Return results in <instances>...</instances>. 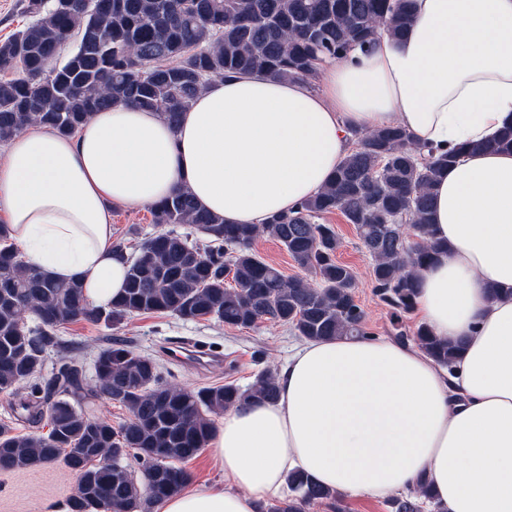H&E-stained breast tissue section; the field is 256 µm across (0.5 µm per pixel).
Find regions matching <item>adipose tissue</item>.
Masks as SVG:
<instances>
[{
    "label": "adipose tissue",
    "instance_id": "obj_1",
    "mask_svg": "<svg viewBox=\"0 0 512 512\" xmlns=\"http://www.w3.org/2000/svg\"><path fill=\"white\" fill-rule=\"evenodd\" d=\"M412 14L403 36L323 64L319 89L216 78L178 125L117 104L73 138L30 126L0 157V220L27 262L104 306L127 271L113 206L185 189L225 223L259 224L323 188L349 128L398 124L460 152L432 208L450 251L419 271L416 299L435 336L465 342L451 371L390 339L305 341L276 402L228 409L212 433L223 485L155 512H260L295 470L351 497L424 481L445 512H512V152L461 150L512 124V0H413Z\"/></svg>",
    "mask_w": 512,
    "mask_h": 512
}]
</instances>
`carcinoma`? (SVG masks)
<instances>
[{
	"mask_svg": "<svg viewBox=\"0 0 512 512\" xmlns=\"http://www.w3.org/2000/svg\"><path fill=\"white\" fill-rule=\"evenodd\" d=\"M69 2L21 0L27 23L0 42L1 144L32 124L70 136L93 113L119 103L158 112L175 125L209 81L224 75L309 85L318 61L368 51L383 34L398 38L412 18V0ZM354 135L355 147L323 189L262 225L226 224L186 191L151 205L154 223L189 224L208 244L172 230L145 239L139 256L127 258L123 293L105 308L88 302L80 282L53 281L22 260L9 226L0 224V393L20 394L29 423L35 411L49 413L46 434L0 425V470L63 460L79 476L67 512H106L110 505L151 512L156 500L181 491L190 475L176 463L205 448L214 430L208 414L276 401L274 372L265 370L247 390L226 382L187 391L165 379L155 358L113 344L97 355L92 389L68 352L41 378L56 332L82 319L114 325L131 314L169 313L243 329L280 323L308 340L364 337L356 276L337 258L334 226L317 222L336 210L371 258L375 294L396 317L413 311L415 271L444 252L431 225L435 176L457 152L422 144L400 125ZM464 149L512 151V125ZM262 234L279 241L305 275L286 277L256 254L253 243ZM411 339L441 367H451L460 348L423 324ZM99 396L124 406L131 418L115 428L83 409ZM288 487L291 498L261 512H307L340 496L299 472L288 477ZM430 501L421 485L391 507L421 512Z\"/></svg>",
	"mask_w": 512,
	"mask_h": 512,
	"instance_id": "1",
	"label": "carcinoma"
}]
</instances>
